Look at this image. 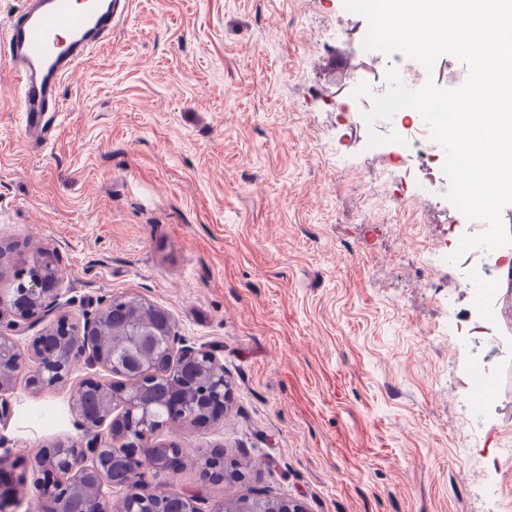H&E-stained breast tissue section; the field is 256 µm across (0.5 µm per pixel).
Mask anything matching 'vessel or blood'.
I'll return each instance as SVG.
<instances>
[{"label": "vessel or blood", "instance_id": "vessel-or-blood-1", "mask_svg": "<svg viewBox=\"0 0 512 512\" xmlns=\"http://www.w3.org/2000/svg\"><path fill=\"white\" fill-rule=\"evenodd\" d=\"M131 9L132 0H22L0 21V57L16 82L26 138L50 133L64 80Z\"/></svg>", "mask_w": 512, "mask_h": 512}]
</instances>
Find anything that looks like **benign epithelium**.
I'll return each mask as SVG.
<instances>
[{"mask_svg": "<svg viewBox=\"0 0 512 512\" xmlns=\"http://www.w3.org/2000/svg\"><path fill=\"white\" fill-rule=\"evenodd\" d=\"M61 282L59 274L51 281L39 276L31 278L23 287L25 303L15 305L19 316L16 329L23 331L44 324L41 333L32 340L29 352H22L11 337L0 336V423L12 414L4 393L30 358L34 360V368L29 382L41 391L67 384L81 360L103 368L108 376L80 382L74 388V395L94 389L108 403L121 406L123 414L117 420L110 413L92 416L73 404L76 426L83 432L85 443L59 441L34 456L35 467L43 475L38 487L46 501V512H68L69 493L76 487L112 484L107 471L112 464V449L116 447L122 448L123 461L128 465L126 479L119 484L124 490L119 512H125V506L130 503L141 505L143 512H154L156 502L175 495L185 501L188 512H201L195 495L177 493L164 484L153 485L145 479L149 471L156 477L172 471L178 463L180 448L174 442L158 439L161 427L152 421L153 402L146 394L143 379L157 373L177 376L185 366H194L206 390V403L199 408L183 407L182 414L172 419L171 424L201 422L224 413L227 400L224 364L205 349L178 345L169 312L130 294L122 295L126 305L136 313L142 309L155 312L160 324L136 326L128 333L124 358L114 360L112 337L101 333L112 303H107L94 316L84 318L82 323H71L63 315L54 323L47 322L55 308ZM12 503L11 482L0 467V512ZM84 512H111L110 501L101 494H93L87 498ZM224 512H304V509L296 501L268 499L264 506L246 510L239 500L232 499L225 504Z\"/></svg>", "mask_w": 512, "mask_h": 512, "instance_id": "7a95c632", "label": "benign epithelium"}]
</instances>
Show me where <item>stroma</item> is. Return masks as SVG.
Here are the masks:
<instances>
[{
	"label": "stroma",
	"mask_w": 512,
	"mask_h": 512,
	"mask_svg": "<svg viewBox=\"0 0 512 512\" xmlns=\"http://www.w3.org/2000/svg\"><path fill=\"white\" fill-rule=\"evenodd\" d=\"M340 23L368 31L345 0H133L40 145L0 60V333L23 350L37 335L15 333L9 300L43 255L70 319L125 292L168 310L224 365L223 419L161 432L181 450L167 484L202 512L243 492L305 512H512V301L461 287L466 266L449 276L454 205L415 192L390 139L422 118L349 111L330 79ZM452 311L475 342L449 337ZM498 349L480 418L466 378ZM103 374L82 363L42 393L19 373L0 424L11 512H42L33 456L80 438L72 386ZM215 451L251 463L246 483L204 474Z\"/></svg>",
	"instance_id": "1"
}]
</instances>
